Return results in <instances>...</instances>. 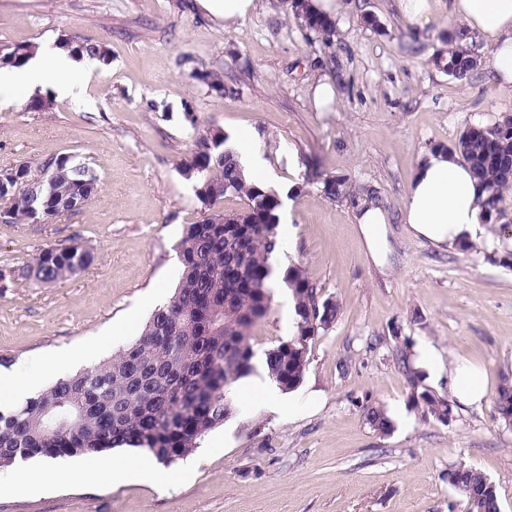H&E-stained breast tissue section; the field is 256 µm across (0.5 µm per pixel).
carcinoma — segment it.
<instances>
[{"label": "carcinoma", "mask_w": 512, "mask_h": 512, "mask_svg": "<svg viewBox=\"0 0 512 512\" xmlns=\"http://www.w3.org/2000/svg\"><path fill=\"white\" fill-rule=\"evenodd\" d=\"M296 17L328 41L336 21L315 11L309 0H292ZM463 27L448 31L452 48L434 63L463 81L479 66ZM70 56L107 61L105 46L63 39ZM35 46L0 47V67H21ZM228 136L216 132L195 143L181 172H193L196 195L207 205L203 218L185 227L177 245L181 274L169 301L154 310L140 337L111 359L55 383L7 411L0 409V466L17 458L76 456L129 446L169 465L190 455L204 437L236 413L233 393L243 378L263 372L282 391L303 381L311 343L338 318L340 305L321 299L301 267L282 271L272 264L278 251L279 195L243 176ZM484 185L479 206L487 221L496 218L502 189L512 187V116L493 124L466 126L449 146ZM62 174L49 178L46 160L26 163L19 177L38 187L32 195L0 194L9 207L6 220L49 222L58 217L54 201L79 194L87 202L99 192V179L72 155L54 156ZM322 192L332 201L358 205L349 181L331 176ZM232 195L244 206L230 214L214 209ZM93 260L83 245L41 251L27 268L40 284L50 285L83 271ZM282 285L294 301L295 332L266 349L262 357L251 343L252 330L272 311L274 288ZM412 407L445 423L453 404L419 390L421 373L407 370ZM363 419L388 434L393 422L375 403L362 405ZM496 408L512 425V385L499 388ZM448 485L460 491L464 512H500L496 485L480 470L458 462L448 468Z\"/></svg>", "instance_id": "obj_1"}]
</instances>
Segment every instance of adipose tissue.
<instances>
[{
  "label": "adipose tissue",
  "instance_id": "obj_1",
  "mask_svg": "<svg viewBox=\"0 0 512 512\" xmlns=\"http://www.w3.org/2000/svg\"><path fill=\"white\" fill-rule=\"evenodd\" d=\"M450 14L472 32L490 41L494 52L488 65L501 88L512 89V0H452ZM63 62L52 52L36 51L21 68H0V97L24 87L36 91L53 84L58 93H69L73 85L62 75ZM484 190L470 167L459 156L445 151L426 152L420 159L407 192L402 220L415 237L438 246H454L474 239L485 222L478 205ZM355 221L371 260L385 265L389 253L387 216L373 204L359 206ZM453 395L466 403H478L487 395L484 372L467 363L457 364L449 373ZM81 478L122 484L133 478L162 482L150 468L115 462L94 456L83 465Z\"/></svg>",
  "mask_w": 512,
  "mask_h": 512
}]
</instances>
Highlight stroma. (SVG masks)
<instances>
[{"instance_id": "stroma-1", "label": "stroma", "mask_w": 512, "mask_h": 512, "mask_svg": "<svg viewBox=\"0 0 512 512\" xmlns=\"http://www.w3.org/2000/svg\"><path fill=\"white\" fill-rule=\"evenodd\" d=\"M455 24L444 9L419 27L394 0H343L326 43L291 0H257L228 25L198 0H0V46L70 38L109 51L104 63L80 59L69 73L76 95L55 97L50 111H30L22 89L0 104V168L69 154L100 186L78 213L0 223V266L19 270L44 248L75 243L94 256L52 285L16 277L0 296L9 371L37 370L52 383L61 376L53 353L91 346L99 362L138 338L179 281L185 225L204 213L181 164L215 131L252 135L271 187L288 197L278 267L300 266L340 304L288 407L274 413L236 395V414L175 462L162 486L72 478L44 487L48 463L71 470L81 459L37 456L17 462L19 487L0 493V512H448L461 496L445 474L460 461L484 472L501 512H512V426L495 409L499 386L512 384V265L502 262L512 239L486 224L465 246L437 247L401 220L426 151L466 125L512 116V89L490 68L461 82L434 65ZM212 75L228 92L210 88ZM323 80L336 101L320 112L312 90ZM329 176L377 190L391 242L385 267L370 260L355 207L324 195ZM294 183L301 193L289 194ZM294 331L291 296L277 288L253 347L263 352ZM402 347L432 394L450 396L449 369L469 362L484 369L487 397L460 404L445 424L422 417L395 359ZM425 348L434 353L427 365ZM368 401L393 421L390 434L365 423Z\"/></svg>"}]
</instances>
